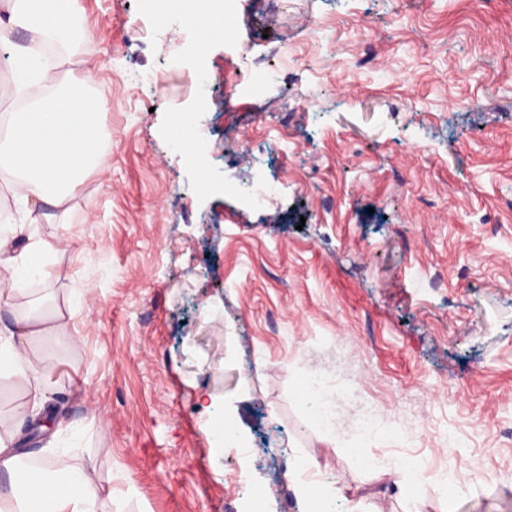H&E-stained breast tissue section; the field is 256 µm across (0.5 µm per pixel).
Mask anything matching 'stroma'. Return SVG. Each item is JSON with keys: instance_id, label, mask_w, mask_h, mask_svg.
I'll list each match as a JSON object with an SVG mask.
<instances>
[{"instance_id": "stroma-1", "label": "stroma", "mask_w": 512, "mask_h": 512, "mask_svg": "<svg viewBox=\"0 0 512 512\" xmlns=\"http://www.w3.org/2000/svg\"><path fill=\"white\" fill-rule=\"evenodd\" d=\"M80 6L57 80L92 73L107 163L39 226L67 248L27 298L78 332L34 347L43 434L0 374L23 464L58 437L112 512H307L298 456L336 512H512V0H240L204 45L143 0ZM260 176L268 201L238 194ZM305 374L338 384L335 443ZM299 396L308 406L312 421L325 426L330 418V410L317 390L313 388V382L306 380L299 389Z\"/></svg>"}]
</instances>
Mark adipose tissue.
<instances>
[{
  "mask_svg": "<svg viewBox=\"0 0 512 512\" xmlns=\"http://www.w3.org/2000/svg\"><path fill=\"white\" fill-rule=\"evenodd\" d=\"M173 2L183 7L201 41L223 30L224 11L212 0ZM78 12L79 0H0V43H10L18 29L32 34L29 45L17 48L14 69H32L44 81H53V67L42 61L41 42L49 34L64 35ZM101 109L100 102L79 90L54 91L26 111L9 113L0 136V184L24 207L20 224L10 233L0 232V309L12 316L11 326L0 332V372L26 388L36 408L43 404L55 367L31 348L70 335L65 315L46 321L17 302L28 290L32 270L47 272L50 261L65 250L64 239L38 234L36 207H60L78 191L87 169L104 165ZM13 445V436L0 435V470L12 476L9 512H112V498L102 492L91 470L50 462L21 474Z\"/></svg>",
  "mask_w": 512,
  "mask_h": 512,
  "instance_id": "1",
  "label": "adipose tissue"
}]
</instances>
